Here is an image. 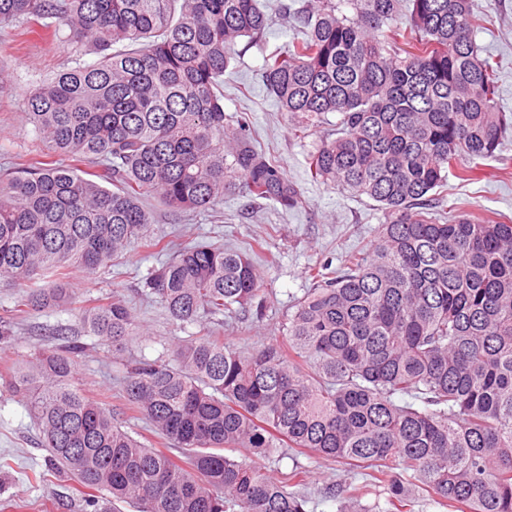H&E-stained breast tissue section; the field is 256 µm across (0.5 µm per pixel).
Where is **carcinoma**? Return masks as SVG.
<instances>
[{
    "label": "carcinoma",
    "instance_id": "cac0c4a2",
    "mask_svg": "<svg viewBox=\"0 0 512 512\" xmlns=\"http://www.w3.org/2000/svg\"><path fill=\"white\" fill-rule=\"evenodd\" d=\"M352 6V17L334 0L295 8L296 37L264 56L261 78L304 129L340 114L312 174L380 203L386 221L370 254L312 269L281 339L245 353L224 341L219 316L263 315L262 244L153 238L147 201L207 211L242 188L302 204L249 123L224 112L239 40L265 38L258 0H0V24L43 20L52 38L65 27L97 56L24 104L49 153L0 175V277L47 285L0 316V338L71 304L70 269H107L134 240L172 253L144 279L148 294L174 320H208L169 358L127 367L126 402L159 448L75 386L83 334L114 346L137 335L120 297L86 301L78 325L53 329L55 348L13 370L9 385L30 399L41 446L84 512H99L104 491L138 512H307L295 491L306 471L272 477L247 462L280 448L372 467L350 490L324 485L340 512H373L361 500L379 491L397 512H512V221L446 223L435 192L458 163L495 156L512 129L473 41L480 17L470 0Z\"/></svg>",
    "mask_w": 512,
    "mask_h": 512
}]
</instances>
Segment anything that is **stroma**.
Instances as JSON below:
<instances>
[{"label":"stroma","instance_id":"stroma-1","mask_svg":"<svg viewBox=\"0 0 512 512\" xmlns=\"http://www.w3.org/2000/svg\"><path fill=\"white\" fill-rule=\"evenodd\" d=\"M292 0H259L272 22L265 46L240 39L237 61L224 74V111L247 115L257 139L268 155L278 162L296 186L303 204L283 211L271 202L253 203L241 194H228L217 212L193 216L166 211L154 214L151 234L163 235L176 243L194 246L215 244L246 249L254 240H265L278 262L263 270L266 308L260 321H248L242 329L226 332L228 342L250 349L271 342L282 333L288 307L302 297L311 281L308 269L325 263L339 266L353 251H370L385 222L383 211L373 200L352 194L313 178L309 156L319 142L334 132L339 119L331 112L317 128L297 131L296 121L283 112L260 79L266 49L283 46L295 34L292 17L279 14L280 6ZM481 24L474 40L482 56L496 67L498 102L512 115V0H473ZM94 54L48 40L44 35H17L14 25L0 27V71L8 79L0 85V168L13 167L19 160L44 155L42 136L23 117V102L45 79L66 68L94 63ZM477 176L462 179L458 170L448 172L441 192L448 199V211L465 212L475 221L498 213L512 217V130L508 131L496 157L476 160ZM162 253L148 251L134 243L110 270L91 275L81 270L70 274L78 300L108 299L117 295L127 301L141 334L123 348L112 347L99 337H85V352L78 364L77 386L86 396L101 401L119 418L132 436H150L145 420L126 409L123 398L125 365L133 358L156 359L169 354L172 345L198 332L195 324L171 320L165 309L142 296L143 280L165 261ZM77 306L30 315L26 324L15 326L8 341H0V501L15 500L21 512H81L73 500L71 480L51 476L49 482H32L31 473L44 471L47 452L38 443V431L26 401L13 393L8 373L35 349L52 346L47 330L77 321ZM270 475L304 467L310 483L307 512H339V503L321 497L324 482L340 480L359 484L360 469L338 462L313 459L291 451L275 453L257 461Z\"/></svg>","mask_w":512,"mask_h":512}]
</instances>
